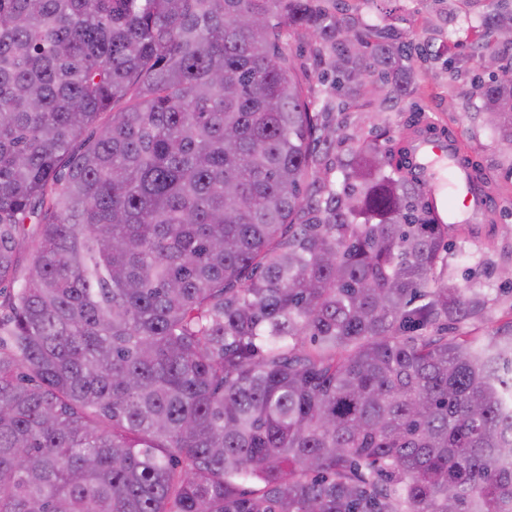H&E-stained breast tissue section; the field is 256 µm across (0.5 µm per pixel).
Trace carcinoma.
Returning a JSON list of instances; mask_svg holds the SVG:
<instances>
[{"mask_svg":"<svg viewBox=\"0 0 512 512\" xmlns=\"http://www.w3.org/2000/svg\"><path fill=\"white\" fill-rule=\"evenodd\" d=\"M346 3L0 0V512H512V330L440 328L483 300L430 287L455 224L410 138L339 189L311 149L283 39L417 89ZM474 85L512 149V67Z\"/></svg>","mask_w":512,"mask_h":512,"instance_id":"obj_1","label":"carcinoma"}]
</instances>
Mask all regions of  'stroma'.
Instances as JSON below:
<instances>
[{
  "label": "stroma",
  "instance_id": "stroma-1",
  "mask_svg": "<svg viewBox=\"0 0 512 512\" xmlns=\"http://www.w3.org/2000/svg\"><path fill=\"white\" fill-rule=\"evenodd\" d=\"M484 8L482 0H363L356 12L360 22L379 24L401 31L419 47L435 51L436 59L416 62L418 90L398 102H373L358 108L349 98L328 97V84L321 80L325 68L312 41L295 36L284 44L301 66L312 98L330 99L325 112L327 126L336 134L319 142L316 152L330 168L332 180H341L337 161L348 160L359 140L369 138L381 144L398 139L415 119L436 123L455 132L466 152L477 161L492 182L488 191L494 202L491 223H458L448 238L441 280H452L463 295L480 294L484 307L480 315H466L448 325L449 334L472 333L490 336L512 328V155L503 152L473 104L472 86L482 71L484 56L494 54L512 61V44L487 39L479 57H472L474 33L469 18ZM462 58L457 69L446 61Z\"/></svg>",
  "mask_w": 512,
  "mask_h": 512
}]
</instances>
